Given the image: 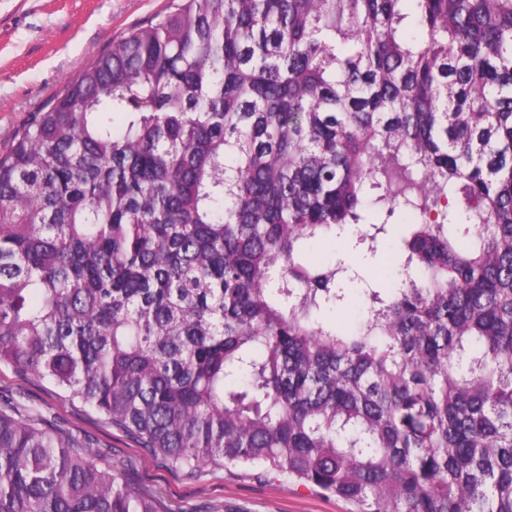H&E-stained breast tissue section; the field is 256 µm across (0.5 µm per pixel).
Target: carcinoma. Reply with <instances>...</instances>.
<instances>
[{
  "instance_id": "cac0c4a2",
  "label": "carcinoma",
  "mask_w": 512,
  "mask_h": 512,
  "mask_svg": "<svg viewBox=\"0 0 512 512\" xmlns=\"http://www.w3.org/2000/svg\"><path fill=\"white\" fill-rule=\"evenodd\" d=\"M393 271L346 304L317 245ZM189 478L512 512V0H181L0 156V365ZM0 512H159L0 405ZM345 248L342 254L346 263L353 269L370 279L371 272L381 263L383 257H373L369 251V241L360 242L356 238H347L343 243Z\"/></svg>"
}]
</instances>
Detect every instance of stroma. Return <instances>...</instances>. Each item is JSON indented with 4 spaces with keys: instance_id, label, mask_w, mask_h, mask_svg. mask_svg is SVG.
<instances>
[{
    "instance_id": "obj_1",
    "label": "stroma",
    "mask_w": 512,
    "mask_h": 512,
    "mask_svg": "<svg viewBox=\"0 0 512 512\" xmlns=\"http://www.w3.org/2000/svg\"><path fill=\"white\" fill-rule=\"evenodd\" d=\"M173 0H0V152L113 38ZM0 403L38 412L106 456L122 478L160 498L165 512H353L352 503L248 467L171 471L121 429L55 388L0 365Z\"/></svg>"
}]
</instances>
